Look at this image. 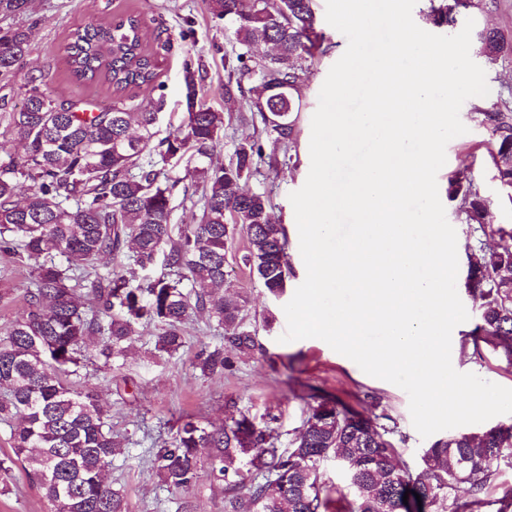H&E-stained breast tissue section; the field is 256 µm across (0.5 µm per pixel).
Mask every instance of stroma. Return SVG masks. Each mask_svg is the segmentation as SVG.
<instances>
[{"mask_svg":"<svg viewBox=\"0 0 512 512\" xmlns=\"http://www.w3.org/2000/svg\"><path fill=\"white\" fill-rule=\"evenodd\" d=\"M132 12L140 15L143 44L159 62L155 86L137 90L131 102L133 111L161 107L156 131L165 137L178 125L184 110L183 72L185 64L198 66L203 102L213 109L224 107V58L240 52L224 22L216 18L208 0H32L31 19L37 20L34 47L4 92L20 102L26 78L45 73L52 90H66L94 99L101 106L111 104L113 96L106 86L79 83L69 79L61 47L76 26L104 22ZM325 54L310 68L302 88L308 102L300 115L294 164L275 170L260 166L248 180L251 190L266 194L275 220L288 235V284L280 295H272L245 268L240 257L247 241L235 234L228 245V270L235 287L249 299L246 321L256 326L257 350L231 353L232 366L224 372L204 375L193 365L201 345L219 343L224 334L216 323L195 316L186 325L188 344L171 356L151 354L157 327H140L123 358L104 362L100 343L90 340L85 348L86 366L81 371V386L97 391L104 420L125 440V450L107 470V478L125 490L126 512H182L178 494L164 490L146 456L147 448L170 437L182 417L191 416L205 425L224 424V402L232 398L239 410L264 418L277 447H288L308 414L311 405L324 399L338 407L352 409L378 424L391 428L397 459L410 475L422 472V457L432 438L420 437L412 424L409 397L400 387L364 373L349 358L335 352L326 342L308 338L289 343L280 337L287 327L283 307L305 279V265L299 250V234L291 192L300 189L310 170L311 119L318 106V95L332 65L347 48L346 37L331 25H324ZM493 96L467 99L460 110L465 134L453 138L446 147V163L437 175L438 192L444 201L446 217L457 233L458 245H465L467 227L459 223L455 204L448 199V179L455 172L468 175L490 203L493 223L512 226V203L493 177L486 149L492 132L484 123L480 108L493 103ZM233 112L243 119L225 127L217 142L212 162L227 164L239 139L261 127L258 113L236 104ZM175 179L172 192V221L191 224L200 217L203 198L184 166L169 169ZM33 261L0 253V328L22 312L31 286ZM457 292L465 305L468 321L452 332L451 359L461 372L512 388V363L493 347L475 336L479 322L478 304L465 286ZM0 512H49L40 492L20 467L0 477Z\"/></svg>","mask_w":512,"mask_h":512,"instance_id":"1","label":"stroma"}]
</instances>
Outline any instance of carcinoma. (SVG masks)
<instances>
[{
	"instance_id": "cac0c4a2",
	"label": "carcinoma",
	"mask_w": 512,
	"mask_h": 512,
	"mask_svg": "<svg viewBox=\"0 0 512 512\" xmlns=\"http://www.w3.org/2000/svg\"><path fill=\"white\" fill-rule=\"evenodd\" d=\"M30 0H0V17L28 12ZM483 0H429L425 17L452 27ZM212 13L229 21L245 51L224 60V100L233 102L249 83L250 111L286 148L296 143L301 89L323 53L324 33L315 0H210ZM35 24L0 27V81L9 82L29 55ZM479 51L495 68L512 59V41L498 29L478 34ZM259 45L271 53L257 59ZM64 60L78 82H102L116 100L94 112L77 100L47 92L45 75L24 84L22 112L0 97V120L25 142L24 152L0 159V242H18L17 256L43 259L33 272L34 289L17 319L0 329V419L19 420L12 430L13 456L50 505V512H125L123 490L104 471L124 452L107 427L93 390L70 380L84 366L87 341L101 338L99 355L123 354L145 321L159 326L154 352L169 356L185 346L184 324L203 312L224 326L220 343L197 354L204 375L231 367L226 350L255 349L244 323L246 297L224 293L228 241L246 229L243 264L276 295L288 281L285 228L272 217L269 198L246 187L262 164L287 166L293 156L266 157L259 138L247 134L220 167L210 159L224 132V112L198 99L196 71L185 63V109L167 137L154 140L156 112H130L125 100L157 77L154 56L140 37L137 15H118L78 26L67 36ZM494 137L488 149L495 178L512 203V82L499 84L491 108L481 110ZM195 163L203 212L196 224L171 222L176 182L145 159ZM448 197L468 227L466 287L478 298L479 335L512 361V229L492 223L488 201L466 176L448 180ZM132 245V259L147 272L131 283L118 271H95L99 258ZM65 263L55 262L56 255ZM164 272L148 275L156 265ZM91 269V288L81 293L76 271ZM189 281L191 288L183 286ZM204 427L187 419L170 438L149 451L151 467L167 489L187 496L202 472L224 485V512H329L331 490L322 486L319 465L342 454L354 495L345 512H447L448 495L467 484L466 512L484 506L481 494L501 461L512 457V424L481 433H458L435 441L417 476L396 463L397 450L369 418L320 402L310 409L291 447L278 448L256 418L235 414ZM408 502H403V496ZM421 499H416V496Z\"/></svg>"
}]
</instances>
